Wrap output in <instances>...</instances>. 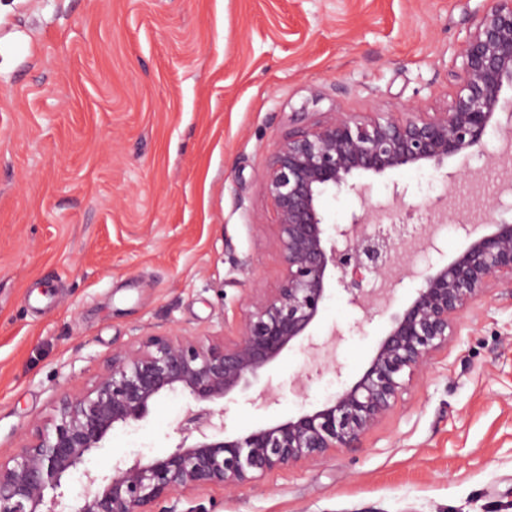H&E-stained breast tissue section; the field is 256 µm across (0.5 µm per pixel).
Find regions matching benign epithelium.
Instances as JSON below:
<instances>
[{"label": "benign epithelium", "mask_w": 512, "mask_h": 512, "mask_svg": "<svg viewBox=\"0 0 512 512\" xmlns=\"http://www.w3.org/2000/svg\"><path fill=\"white\" fill-rule=\"evenodd\" d=\"M456 90L444 112H410L384 121L338 114L302 127L268 156L264 188L276 214L281 277L272 289L247 288L246 311L231 331L205 338L176 334L137 337L112 351L87 386L56 398L46 423L35 422L24 443L0 456V512H178L186 494L222 486L237 491L264 474L322 459L338 448H360L397 406L413 377L448 348L471 305L488 288H512V208L491 198L479 224L462 225L467 245L422 275L409 306L390 327L369 365L351 386L314 411L286 421L226 433L221 401L250 389L261 372L294 346L315 348L312 329L331 286L366 314L387 313L391 293L406 277L397 271L408 242L404 229L366 232L376 205L357 174H383L462 158L452 179L469 173L495 126L512 133V0H484L460 48ZM506 115L502 125L500 115ZM345 189L359 199L351 222L328 229L320 198ZM385 287L361 288L363 272ZM187 392L177 446L156 456L117 458L107 472L85 467L114 428L147 418L160 399ZM80 472L81 505L71 510L67 478Z\"/></svg>", "instance_id": "obj_1"}]
</instances>
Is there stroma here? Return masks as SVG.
<instances>
[{
	"mask_svg": "<svg viewBox=\"0 0 512 512\" xmlns=\"http://www.w3.org/2000/svg\"><path fill=\"white\" fill-rule=\"evenodd\" d=\"M481 0H0V453L47 420L134 337H204L234 323L245 289L276 287V214L263 188L274 144L336 113L442 112ZM372 202L405 191L395 220L429 222L468 177L430 167L366 178ZM420 275L464 249L449 222ZM389 320L332 289L313 331L228 397V430L321 406L353 384ZM193 398L117 427L87 467L175 447ZM512 512V288L493 287L362 448L274 470L237 492L183 496L180 512Z\"/></svg>",
	"mask_w": 512,
	"mask_h": 512,
	"instance_id": "stroma-1",
	"label": "stroma"
}]
</instances>
